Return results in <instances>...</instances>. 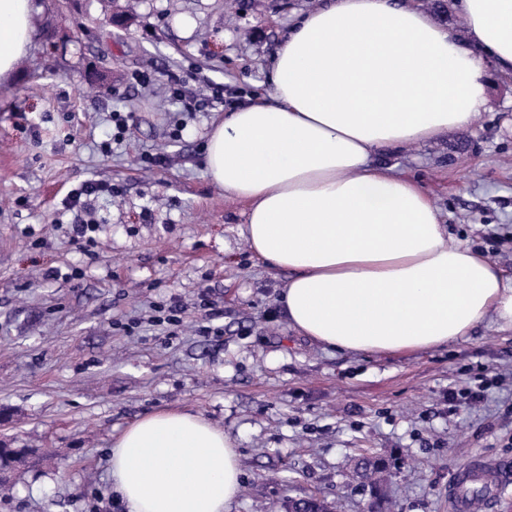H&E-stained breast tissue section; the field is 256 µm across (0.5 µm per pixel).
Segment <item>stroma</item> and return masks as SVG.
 I'll return each mask as SVG.
<instances>
[{
  "label": "stroma",
  "instance_id": "stroma-1",
  "mask_svg": "<svg viewBox=\"0 0 512 512\" xmlns=\"http://www.w3.org/2000/svg\"><path fill=\"white\" fill-rule=\"evenodd\" d=\"M37 2L33 44L0 86V445L32 451L0 512H125L112 440L161 409L236 439L230 512L313 496L335 512H451L453 471L512 464L511 330L483 323L410 355L323 347L289 328L277 303L287 272L253 258L246 203L205 168L212 124L266 90L276 42L323 0H120L122 28L108 0ZM487 71V110L471 126L377 158L419 178L449 233L511 276L512 74ZM170 72L186 75V99L218 84L223 102L171 104ZM115 111L136 127L105 154ZM151 154L171 162L147 165ZM89 179L119 194L95 199L87 256L61 201ZM173 298L172 336L154 307ZM471 371L498 387L449 409Z\"/></svg>",
  "mask_w": 512,
  "mask_h": 512
}]
</instances>
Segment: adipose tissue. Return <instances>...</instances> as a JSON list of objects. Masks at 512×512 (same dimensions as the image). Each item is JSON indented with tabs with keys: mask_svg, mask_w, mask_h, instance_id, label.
Returning a JSON list of instances; mask_svg holds the SVG:
<instances>
[{
	"mask_svg": "<svg viewBox=\"0 0 512 512\" xmlns=\"http://www.w3.org/2000/svg\"><path fill=\"white\" fill-rule=\"evenodd\" d=\"M466 37L402 0H324L269 58L266 95L225 113L205 167L248 205L253 255L288 271L289 328L324 347L414 354L479 323L512 330V277L455 240L413 177L374 154L470 126L485 61L512 72V0H456ZM35 0H0V83L35 34ZM127 512H226L241 491L236 440L198 414L158 410L112 442Z\"/></svg>",
	"mask_w": 512,
	"mask_h": 512,
	"instance_id": "obj_1",
	"label": "adipose tissue"
}]
</instances>
